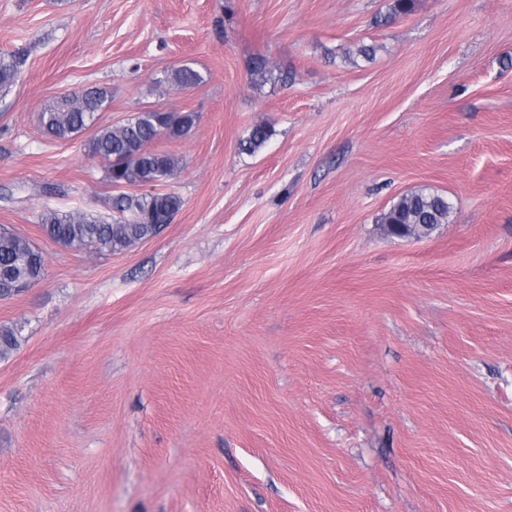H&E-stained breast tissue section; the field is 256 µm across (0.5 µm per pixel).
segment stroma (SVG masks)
I'll return each instance as SVG.
<instances>
[{"mask_svg":"<svg viewBox=\"0 0 512 512\" xmlns=\"http://www.w3.org/2000/svg\"><path fill=\"white\" fill-rule=\"evenodd\" d=\"M388 3L0 0V227L45 260L0 299V512H512V0ZM89 88L100 127L196 115L182 209L116 253L40 227L109 213L92 130L39 124ZM418 190L447 223L388 234ZM21 63V58L16 55L0 56V92H6L12 87ZM167 80L181 88H192L200 85L204 81L203 75L189 66H181L172 70ZM273 130L269 126L259 125L254 127L249 135L241 140L240 148L244 153L254 154L262 148L273 135ZM452 209L448 196L420 190L399 198L384 215L383 223L394 236L393 229L401 224H434L424 231L423 236H427L439 224L447 223Z\"/></svg>","mask_w":512,"mask_h":512,"instance_id":"stroma-1","label":"stroma"}]
</instances>
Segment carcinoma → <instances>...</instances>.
I'll use <instances>...</instances> for the list:
<instances>
[{
    "instance_id": "carcinoma-1",
    "label": "carcinoma",
    "mask_w": 512,
    "mask_h": 512,
    "mask_svg": "<svg viewBox=\"0 0 512 512\" xmlns=\"http://www.w3.org/2000/svg\"><path fill=\"white\" fill-rule=\"evenodd\" d=\"M414 0H391L380 21L389 23L410 13ZM21 58L0 56V92L8 91L16 80ZM167 80L181 88H192L204 81L203 75L189 66L172 70ZM108 92L88 89L65 97L45 108L40 114L43 131L53 138L79 134L95 125L98 112L104 107ZM193 112L149 110L139 113L125 124L102 127L87 143V152L106 162V177L112 179V167H122V175L131 184L152 179L163 182L174 176L178 160L171 154L151 149L160 139L177 140L193 127ZM272 128L259 125L241 140L240 148L254 154L271 138ZM108 208L114 213L142 215L136 224L130 220L111 219L80 211H49L41 218L44 234L63 246L81 250L89 243L99 251H123L135 242L154 235L157 225H166L183 206L175 193L143 192L115 194ZM453 204L446 195L423 190L405 195L384 215L385 224H427L424 235L431 234L439 224L448 223ZM44 265L40 251L26 238L13 232L0 231V299L14 295V276L25 273L30 283L41 279Z\"/></svg>"
}]
</instances>
